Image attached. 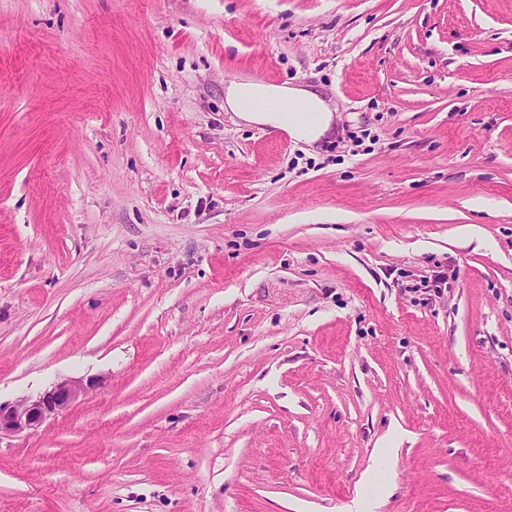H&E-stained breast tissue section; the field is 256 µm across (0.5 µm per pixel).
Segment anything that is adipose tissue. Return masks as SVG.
Returning a JSON list of instances; mask_svg holds the SVG:
<instances>
[{
  "mask_svg": "<svg viewBox=\"0 0 512 512\" xmlns=\"http://www.w3.org/2000/svg\"><path fill=\"white\" fill-rule=\"evenodd\" d=\"M224 107L248 124L287 131L296 141L316 142L332 127L333 114L318 93L286 84H266L250 78L232 82Z\"/></svg>",
  "mask_w": 512,
  "mask_h": 512,
  "instance_id": "ef3b65f1",
  "label": "adipose tissue"
}]
</instances>
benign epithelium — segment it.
Instances as JSON below:
<instances>
[{
  "instance_id": "7a95c632",
  "label": "benign epithelium",
  "mask_w": 512,
  "mask_h": 512,
  "mask_svg": "<svg viewBox=\"0 0 512 512\" xmlns=\"http://www.w3.org/2000/svg\"><path fill=\"white\" fill-rule=\"evenodd\" d=\"M93 386L91 380L64 379L35 398L0 403V436L38 431L49 419L78 402Z\"/></svg>"
}]
</instances>
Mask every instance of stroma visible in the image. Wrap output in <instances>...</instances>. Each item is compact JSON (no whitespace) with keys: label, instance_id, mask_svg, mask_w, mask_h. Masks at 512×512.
<instances>
[{"label":"stroma","instance_id":"1","mask_svg":"<svg viewBox=\"0 0 512 512\" xmlns=\"http://www.w3.org/2000/svg\"><path fill=\"white\" fill-rule=\"evenodd\" d=\"M90 377L0 512H512V0H0V402ZM258 101L279 103L277 109L258 108ZM307 107L306 116L295 105ZM224 109L234 112L247 124H260L285 130L297 142L311 144L331 130L333 114L318 93L297 86L266 84L250 78L232 82L224 92Z\"/></svg>","mask_w":512,"mask_h":512}]
</instances>
